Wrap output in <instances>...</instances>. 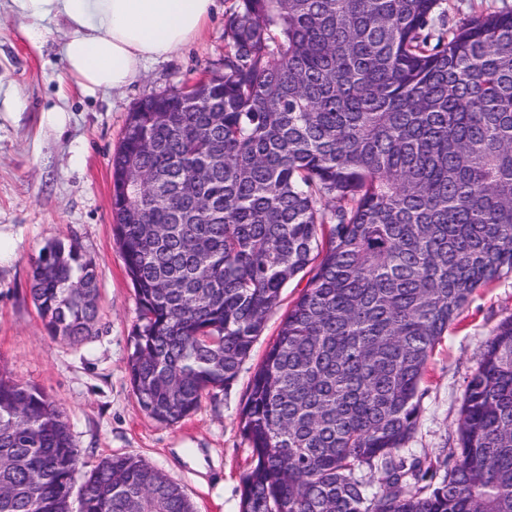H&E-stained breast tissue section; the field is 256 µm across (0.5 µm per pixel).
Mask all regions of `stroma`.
Segmentation results:
<instances>
[{
    "instance_id": "35a3bbf8",
    "label": "stroma",
    "mask_w": 512,
    "mask_h": 512,
    "mask_svg": "<svg viewBox=\"0 0 512 512\" xmlns=\"http://www.w3.org/2000/svg\"><path fill=\"white\" fill-rule=\"evenodd\" d=\"M236 6L237 0H216L199 38L149 65L123 93L92 96L64 69L66 23L47 21L45 41L32 43L9 0H0V82L13 85L23 103L17 113L0 112V234L18 244L15 259L0 264V358L13 378L45 389L62 404L79 450L76 482L107 456H137L177 484L194 512H240L251 450L238 430V415L257 366L304 284L286 285L230 388L210 391L178 424L149 418L137 404L126 368L138 305L112 233L111 159L139 100L192 84L218 66L224 19ZM53 108L65 111L64 127L46 122ZM56 239L75 241L96 266L98 317L79 344L48 335L30 292L32 262ZM509 315L512 276L472 295L428 362L420 423L405 454L422 457L454 448L466 381L485 342Z\"/></svg>"
}]
</instances>
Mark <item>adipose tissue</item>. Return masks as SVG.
Returning <instances> with one entry per match:
<instances>
[{"instance_id":"obj_1","label":"adipose tissue","mask_w":512,"mask_h":512,"mask_svg":"<svg viewBox=\"0 0 512 512\" xmlns=\"http://www.w3.org/2000/svg\"><path fill=\"white\" fill-rule=\"evenodd\" d=\"M25 35L44 41L46 20L63 17L71 35L62 47L67 75L85 92H120L148 64L167 59L197 38L215 0H11Z\"/></svg>"}]
</instances>
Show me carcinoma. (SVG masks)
<instances>
[{
	"mask_svg": "<svg viewBox=\"0 0 512 512\" xmlns=\"http://www.w3.org/2000/svg\"><path fill=\"white\" fill-rule=\"evenodd\" d=\"M440 4L239 0L220 67L142 99L112 155L127 369L155 421L231 385L307 278L239 414L241 512H512V315L468 377L456 455H401L435 347L512 275V11L449 27ZM96 280L77 245L39 251L50 336L90 335ZM78 462L57 401L0 360V512H71ZM77 490L79 512H194L135 456Z\"/></svg>",
	"mask_w": 512,
	"mask_h": 512,
	"instance_id": "obj_1",
	"label": "carcinoma"
}]
</instances>
